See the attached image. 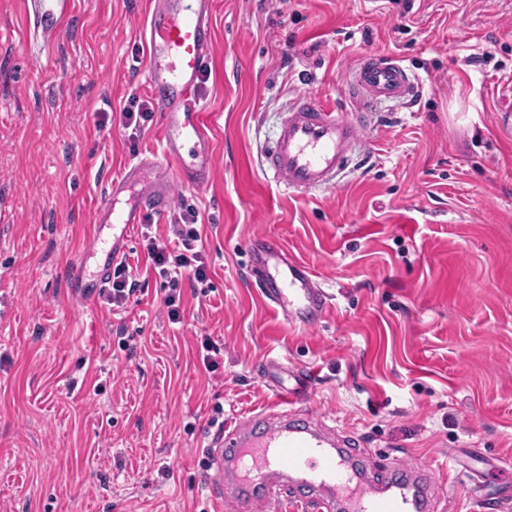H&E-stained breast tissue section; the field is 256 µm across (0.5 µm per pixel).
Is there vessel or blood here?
Instances as JSON below:
<instances>
[{
  "label": "vessel or blood",
  "instance_id": "b4317fda",
  "mask_svg": "<svg viewBox=\"0 0 512 512\" xmlns=\"http://www.w3.org/2000/svg\"><path fill=\"white\" fill-rule=\"evenodd\" d=\"M29 25L51 40L68 17L69 0H25ZM147 90L160 106V152L126 163L108 183L90 241L66 271V286L92 304L104 293L147 215L165 214L176 187L202 189L214 167L213 122L199 93L216 50L211 0H152L141 33ZM353 110L339 113L316 93L298 94L265 153V169L291 192L332 186L360 148L367 112L413 100L415 73L394 57L368 54L352 70ZM249 265L267 304L304 328L327 317L330 296L306 262L278 238L253 236ZM315 375L292 371L274 386L278 420L253 413L230 432L216 430L207 446L206 475L217 502L239 512H286V503H311L317 512H410L395 479L359 477L336 451V440L302 411Z\"/></svg>",
  "mask_w": 512,
  "mask_h": 512
}]
</instances>
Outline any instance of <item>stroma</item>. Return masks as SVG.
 <instances>
[{
    "instance_id": "obj_1",
    "label": "stroma",
    "mask_w": 512,
    "mask_h": 512,
    "mask_svg": "<svg viewBox=\"0 0 512 512\" xmlns=\"http://www.w3.org/2000/svg\"><path fill=\"white\" fill-rule=\"evenodd\" d=\"M149 2L72 0L37 58L22 0H0V512H212L211 420L229 430L268 408V361L318 371L306 412L367 466L439 474L430 512H480L512 463V0H214L213 180L177 188L153 220L167 235L185 203L202 222L215 290L182 279L179 324L141 236L124 310L84 304L64 279L112 175L160 150ZM369 52L413 70L417 98L380 106L335 186L288 194L262 155L290 101L310 89L349 111ZM134 97L152 118L132 150L118 118ZM256 234L318 275L319 327L288 326L253 288Z\"/></svg>"
}]
</instances>
